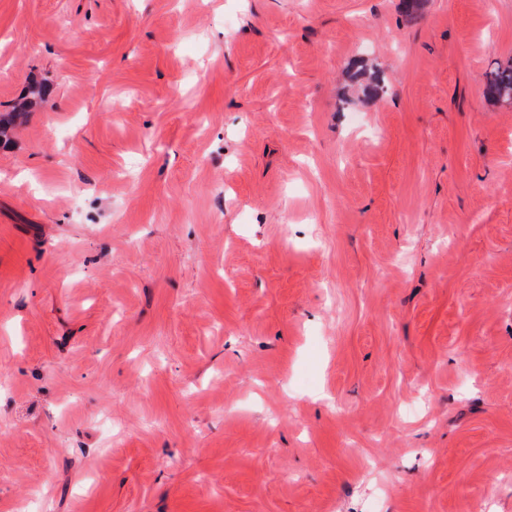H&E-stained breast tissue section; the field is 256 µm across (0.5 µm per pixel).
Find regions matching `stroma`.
Masks as SVG:
<instances>
[{
    "label": "stroma",
    "mask_w": 512,
    "mask_h": 512,
    "mask_svg": "<svg viewBox=\"0 0 512 512\" xmlns=\"http://www.w3.org/2000/svg\"><path fill=\"white\" fill-rule=\"evenodd\" d=\"M511 62L512 0H0V512H512ZM485 92L494 100L512 101V63L497 65L488 73Z\"/></svg>",
    "instance_id": "1"
}]
</instances>
